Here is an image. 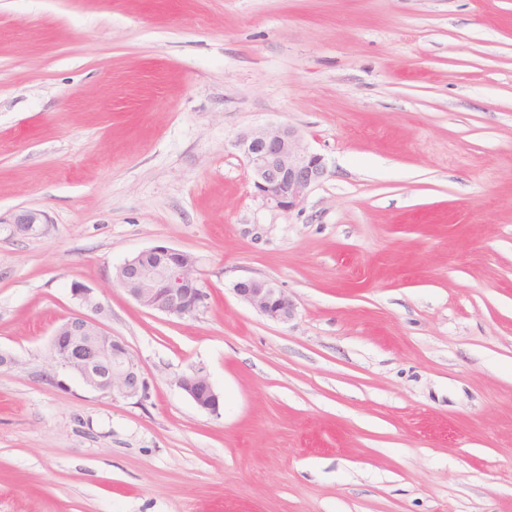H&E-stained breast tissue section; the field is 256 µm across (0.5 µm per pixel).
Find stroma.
Instances as JSON below:
<instances>
[{"label": "stroma", "instance_id": "35a3bbf8", "mask_svg": "<svg viewBox=\"0 0 512 512\" xmlns=\"http://www.w3.org/2000/svg\"><path fill=\"white\" fill-rule=\"evenodd\" d=\"M269 124L330 167L302 211L235 145ZM155 245L193 316L113 284ZM76 283L140 400L51 361ZM0 350V512H512V0H0ZM14 234L18 236H29L40 232L45 224H49L47 215L40 210L24 209L15 213L11 222ZM113 279L139 306L168 316H190L204 299L196 257L167 245L127 258ZM235 294L268 320L288 323L296 317V306L274 282L262 278H245L235 283ZM176 384L200 409L213 415L220 414V395L204 369L183 373L177 378Z\"/></svg>", "mask_w": 512, "mask_h": 512}]
</instances>
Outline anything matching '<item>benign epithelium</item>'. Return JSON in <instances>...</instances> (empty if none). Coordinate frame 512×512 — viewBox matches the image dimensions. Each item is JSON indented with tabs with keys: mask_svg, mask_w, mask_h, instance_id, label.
I'll return each mask as SVG.
<instances>
[{
	"mask_svg": "<svg viewBox=\"0 0 512 512\" xmlns=\"http://www.w3.org/2000/svg\"><path fill=\"white\" fill-rule=\"evenodd\" d=\"M254 186L274 207L290 213L302 210L309 193L330 176L324 158L304 144L301 132L290 125H267L243 132L236 141ZM49 223L36 209L15 213L14 234L29 236ZM116 284L139 306L152 312L186 317L201 306L204 292L196 257L167 245H155L127 258L116 268ZM235 294L265 318L288 323L296 306L274 282L245 278L235 283ZM79 309L55 328L51 350L56 366L79 378L87 387L126 399L145 390L138 363L127 345L107 331L98 317L107 309L95 289L72 285ZM176 384L200 409L220 414V395L202 368L180 375Z\"/></svg>",
	"mask_w": 512,
	"mask_h": 512,
	"instance_id": "7a95c632",
	"label": "benign epithelium"
}]
</instances>
